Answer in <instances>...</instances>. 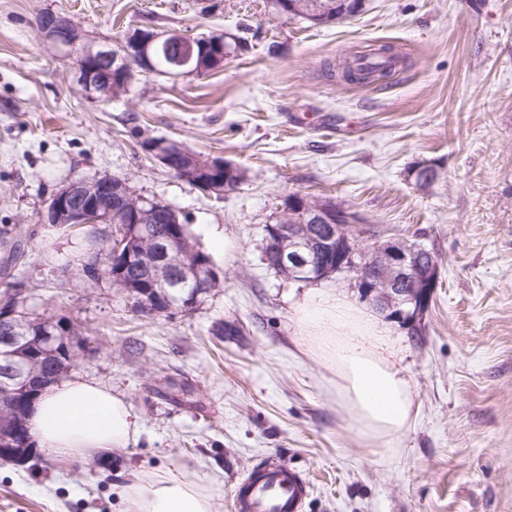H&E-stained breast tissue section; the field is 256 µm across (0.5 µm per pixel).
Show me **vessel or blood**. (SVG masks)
Here are the masks:
<instances>
[{
  "label": "vessel or blood",
  "mask_w": 512,
  "mask_h": 512,
  "mask_svg": "<svg viewBox=\"0 0 512 512\" xmlns=\"http://www.w3.org/2000/svg\"><path fill=\"white\" fill-rule=\"evenodd\" d=\"M308 483L287 465L269 461L243 480L234 498L235 512H302Z\"/></svg>",
  "instance_id": "vessel-or-blood-1"
}]
</instances>
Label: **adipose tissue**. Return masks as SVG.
<instances>
[{
	"mask_svg": "<svg viewBox=\"0 0 512 512\" xmlns=\"http://www.w3.org/2000/svg\"><path fill=\"white\" fill-rule=\"evenodd\" d=\"M295 315L301 335L335 366L337 387L355 420L376 435L401 431L413 398L400 369L378 352L383 324L322 288L307 291ZM29 429L53 455L75 458L126 447L139 423L120 396L74 378L38 395ZM125 512H216V503L201 480L162 477L129 486Z\"/></svg>",
	"mask_w": 512,
	"mask_h": 512,
	"instance_id": "1",
	"label": "adipose tissue"
}]
</instances>
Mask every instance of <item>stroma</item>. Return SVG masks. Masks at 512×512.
<instances>
[{"label": "stroma", "mask_w": 512, "mask_h": 512, "mask_svg": "<svg viewBox=\"0 0 512 512\" xmlns=\"http://www.w3.org/2000/svg\"><path fill=\"white\" fill-rule=\"evenodd\" d=\"M44 13L97 44L140 26L227 33L241 48L199 76L136 73L95 102L75 58L40 39ZM383 45L402 58L389 78H341L339 62ZM151 138L223 157L244 180L205 193L144 149ZM421 160L443 169L425 192L408 179ZM103 175L172 208L222 286L190 312L150 316L69 266L81 227L30 251L48 275L29 309L80 325L75 375L121 396L140 432L105 458L0 461V512H123V487L159 476L204 478L234 512L239 480L266 459L310 481L304 512H512V0H365L327 25L272 0H0V231L41 230L55 189ZM292 193L440 258L418 343L346 275L318 282L390 327L382 352L417 410L399 433L362 435L299 334L308 284L261 260Z\"/></svg>", "instance_id": "35a3bbf8"}]
</instances>
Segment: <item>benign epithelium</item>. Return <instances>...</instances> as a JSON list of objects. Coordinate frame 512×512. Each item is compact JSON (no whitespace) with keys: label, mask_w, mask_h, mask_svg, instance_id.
<instances>
[{"label":"benign epithelium","mask_w":512,"mask_h":512,"mask_svg":"<svg viewBox=\"0 0 512 512\" xmlns=\"http://www.w3.org/2000/svg\"><path fill=\"white\" fill-rule=\"evenodd\" d=\"M42 40L49 46L70 52L78 59V80L91 99L119 95L128 90L130 75L141 69L155 70L158 55L165 56L172 66L171 75H203L209 72L205 64L210 54L218 66L224 64V36L211 35L189 38L170 31L158 33L135 27L125 33L115 48L84 41L70 19L60 22L43 18L37 25ZM156 158L179 179L206 192L222 195L235 190L231 177L235 166L221 157H203L196 153L158 152ZM441 167L433 161H422L408 173L420 191H427L439 182ZM155 201L135 194L121 177L78 178L54 191L46 202L43 222L52 224H109L119 228L125 241H135L147 234ZM263 261L291 280L310 282L318 276L340 271L353 275L354 286L363 298L379 309L391 313L401 304L412 305L408 321L417 322L428 309L439 279L440 264L420 261L426 247L404 238L377 237L367 231L363 218L341 206L333 207L314 202L301 195L288 199L275 223L265 225ZM111 238L105 239L103 251L110 252L112 267L120 273L134 259L131 250H110ZM185 256L189 267L194 252L185 249V236L180 226L174 234L157 240L156 262L165 263L169 255ZM200 291L178 305L170 304L167 311L194 308L201 297L209 293L211 279H199ZM17 312L11 304L0 305V389L11 396L29 386L24 366L15 361L10 335L15 331ZM26 443L22 430L12 431L10 438L0 443V458L14 460L22 448L14 439Z\"/></svg>","instance_id":"benign-epithelium-1"}]
</instances>
